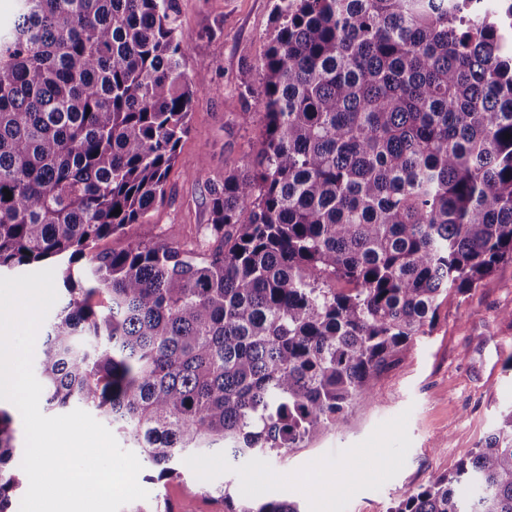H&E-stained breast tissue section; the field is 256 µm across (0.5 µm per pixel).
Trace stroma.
<instances>
[{"label": "stroma", "instance_id": "stroma-1", "mask_svg": "<svg viewBox=\"0 0 512 512\" xmlns=\"http://www.w3.org/2000/svg\"><path fill=\"white\" fill-rule=\"evenodd\" d=\"M275 0H176L186 72H205L207 85L191 103L166 193L150 222L157 241L211 249L210 182L246 169L260 151L265 125L262 61L274 34ZM512 406V264L500 266L465 294L450 293L429 335L375 381L371 403H357L345 422L303 448L259 463H190L161 482L141 470L149 497L174 512H225L210 486L228 483L237 499L279 495L299 512H389L402 495L455 470ZM396 465L381 464L384 454Z\"/></svg>", "mask_w": 512, "mask_h": 512}]
</instances>
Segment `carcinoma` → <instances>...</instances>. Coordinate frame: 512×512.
I'll list each match as a JSON object with an SVG mask.
<instances>
[{"instance_id":"cac0c4a2","label":"carcinoma","mask_w":512,"mask_h":512,"mask_svg":"<svg viewBox=\"0 0 512 512\" xmlns=\"http://www.w3.org/2000/svg\"><path fill=\"white\" fill-rule=\"evenodd\" d=\"M18 2L0 30V271L56 265L45 403L93 412L158 479L338 427L442 296L512 263V0H277L264 147L210 186L208 252L149 221L207 82L184 71L175 0ZM18 451L0 406V512ZM214 492L226 512H299ZM391 512H512V407Z\"/></svg>"}]
</instances>
